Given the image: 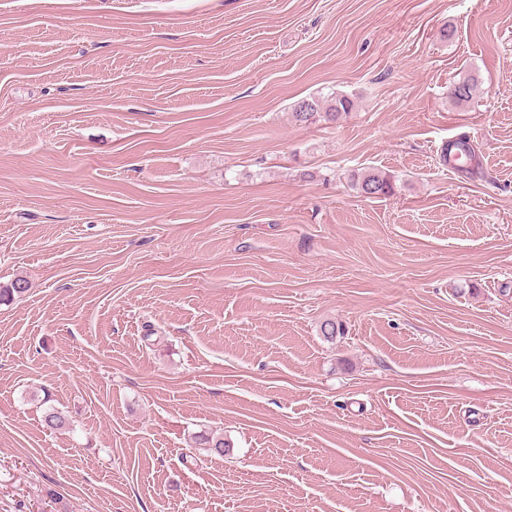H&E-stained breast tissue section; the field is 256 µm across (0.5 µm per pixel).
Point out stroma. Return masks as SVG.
I'll return each instance as SVG.
<instances>
[{"label": "stroma", "instance_id": "1", "mask_svg": "<svg viewBox=\"0 0 512 512\" xmlns=\"http://www.w3.org/2000/svg\"><path fill=\"white\" fill-rule=\"evenodd\" d=\"M18 278L0 512H512V0H0ZM477 86V79L474 76H465L452 83L449 96L456 105H467L473 99ZM306 107L305 112H299L300 107ZM355 107L354 101L346 95H334L331 98L310 96L294 105L292 116L296 122L306 123L317 114H323L328 121L338 120L342 114L351 112ZM352 186L367 197L387 196L393 191L391 177L375 169L354 174Z\"/></svg>", "mask_w": 512, "mask_h": 512}]
</instances>
